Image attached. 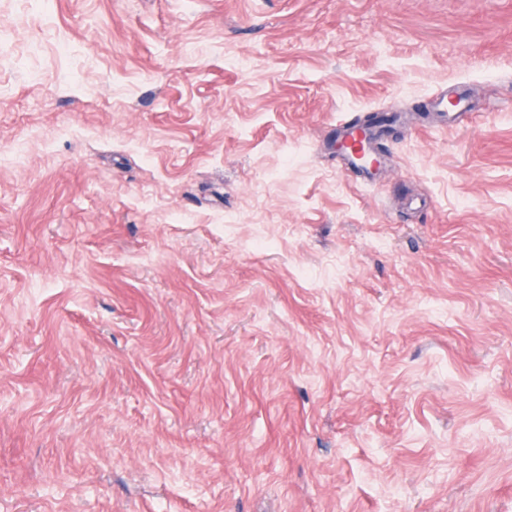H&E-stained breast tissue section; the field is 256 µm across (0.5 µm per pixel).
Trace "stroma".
<instances>
[{
	"label": "stroma",
	"instance_id": "stroma-1",
	"mask_svg": "<svg viewBox=\"0 0 512 512\" xmlns=\"http://www.w3.org/2000/svg\"><path fill=\"white\" fill-rule=\"evenodd\" d=\"M0 512H512V0H0Z\"/></svg>",
	"mask_w": 512,
	"mask_h": 512
}]
</instances>
